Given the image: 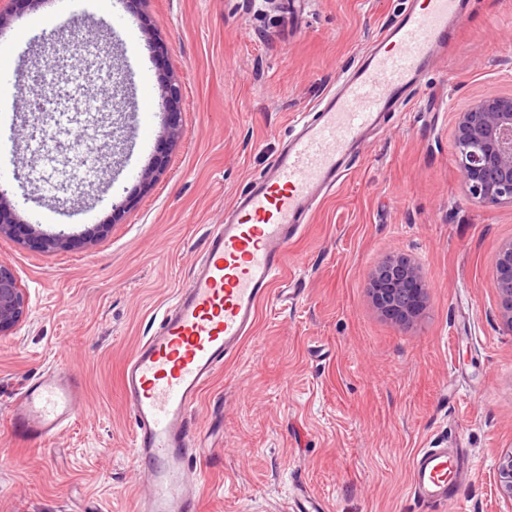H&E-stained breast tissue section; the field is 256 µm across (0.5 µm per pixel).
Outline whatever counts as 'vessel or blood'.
I'll use <instances>...</instances> for the list:
<instances>
[{
	"instance_id": "vessel-or-blood-1",
	"label": "vessel or blood",
	"mask_w": 512,
	"mask_h": 512,
	"mask_svg": "<svg viewBox=\"0 0 512 512\" xmlns=\"http://www.w3.org/2000/svg\"><path fill=\"white\" fill-rule=\"evenodd\" d=\"M464 15V0H414L209 232L159 329L123 366L133 448L148 485L136 512H196L202 476L190 458L201 442L189 427L192 411L252 333L262 302L285 274L288 246L316 202L347 174L367 134L446 54ZM84 406L77 373L59 364L24 387L9 424L22 437H51ZM470 473L468 449H422L410 464L413 495L430 507L456 502Z\"/></svg>"
}]
</instances>
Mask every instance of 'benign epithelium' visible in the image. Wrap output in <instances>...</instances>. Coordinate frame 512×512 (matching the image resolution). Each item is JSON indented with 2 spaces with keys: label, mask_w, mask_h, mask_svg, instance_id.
Segmentation results:
<instances>
[{
  "label": "benign epithelium",
  "mask_w": 512,
  "mask_h": 512,
  "mask_svg": "<svg viewBox=\"0 0 512 512\" xmlns=\"http://www.w3.org/2000/svg\"><path fill=\"white\" fill-rule=\"evenodd\" d=\"M160 112L169 135H174L182 85L174 78L163 81L158 92ZM455 160L468 196L486 206H512V97H484L457 113L455 122ZM23 223L0 191V236L12 237L24 244L37 242L46 251L65 247L71 235L60 231L46 234L34 225H25L18 235L15 227ZM374 295L381 309L396 310L393 296L403 282L415 278L413 269L402 259L384 263ZM30 311L29 295L19 288L12 270L0 264V337L16 331ZM497 486L512 503V450L497 462Z\"/></svg>",
  "instance_id": "obj_1"
}]
</instances>
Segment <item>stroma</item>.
I'll return each mask as SVG.
<instances>
[{
	"label": "stroma",
	"instance_id": "1",
	"mask_svg": "<svg viewBox=\"0 0 512 512\" xmlns=\"http://www.w3.org/2000/svg\"><path fill=\"white\" fill-rule=\"evenodd\" d=\"M410 0H93L82 23L112 34L111 55L86 41L66 72L70 99L50 113L21 106L13 151L49 141L52 161L19 188L0 167L20 219L79 235L43 251L0 238V263L30 295V316L0 337V512H133L146 487L133 454L121 371L184 286L213 225L295 135L298 115L336 88ZM23 20L0 52L27 83L45 59L29 21L61 27L56 0H18ZM171 49L150 58L149 37ZM130 77L99 112V142L129 141L88 195L59 203L45 190L83 148L66 129L83 107L77 72ZM183 94L168 139L156 103L167 77ZM512 96V0H471L445 59L372 134L288 247V272L254 333L207 385L190 425L205 446L199 512H293L305 489L319 512H512L497 490L512 450V324L495 277L512 241V206L465 192L454 158L457 112ZM156 176L143 183L144 169ZM126 201L123 212L112 205ZM392 258L425 282L408 321L384 315L373 280ZM65 363L88 411L59 436L24 440L7 417L25 385ZM457 442L474 472L458 505L428 510L410 488L412 457Z\"/></svg>",
	"mask_w": 512,
	"mask_h": 512
}]
</instances>
